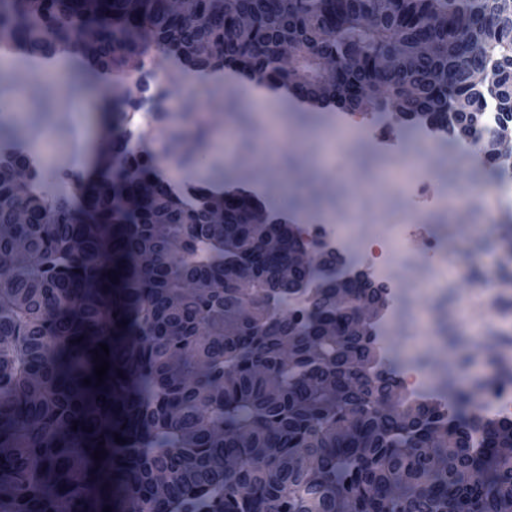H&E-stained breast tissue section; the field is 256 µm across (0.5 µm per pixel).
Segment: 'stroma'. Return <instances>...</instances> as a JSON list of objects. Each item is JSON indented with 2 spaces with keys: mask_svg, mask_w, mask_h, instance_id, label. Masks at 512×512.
<instances>
[{
  "mask_svg": "<svg viewBox=\"0 0 512 512\" xmlns=\"http://www.w3.org/2000/svg\"><path fill=\"white\" fill-rule=\"evenodd\" d=\"M233 106L220 110L200 101L187 112L190 89L166 100L167 112L155 126L157 137L178 133L182 145L162 155L155 171L182 189L202 184L220 194L226 184L245 189L257 184L278 199L291 224H341L356 239L400 240L412 225H433L441 241L429 252L418 240L398 252L393 266L394 316L386 332L400 359L418 352L439 389L448 362L463 357L476 368L495 359L512 366V333L490 315H512V212L500 214L493 236L474 229L491 206L486 181L474 177V155L440 144L413 143L384 150L363 134H346L345 142L327 150L325 134L336 124L332 112H297L286 101L271 103L282 134L257 116L241 89L220 87ZM64 112L43 116L29 140L42 143L52 170L70 169L73 136L82 133L87 153L83 174L101 160L108 112L114 95L101 83L79 87L75 70L66 71L48 89ZM423 175L429 197L413 209L408 184ZM493 267L497 282L477 294L473 284Z\"/></svg>",
  "mask_w": 512,
  "mask_h": 512,
  "instance_id": "1",
  "label": "stroma"
}]
</instances>
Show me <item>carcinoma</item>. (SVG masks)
<instances>
[{"mask_svg":"<svg viewBox=\"0 0 512 512\" xmlns=\"http://www.w3.org/2000/svg\"><path fill=\"white\" fill-rule=\"evenodd\" d=\"M0 36L23 49L14 66L76 57L90 82L113 68L141 78L175 56L313 107L320 84L297 71L334 55L346 63L344 110L405 138L417 122L448 128L477 70L512 76V15L498 0H193L182 14L168 0H0ZM199 40L210 56L190 54ZM424 43L435 52L419 53ZM286 44L296 57L282 56ZM391 51L410 68L380 69ZM164 98L118 99L112 161L74 186L77 206L64 189L44 192L24 153L0 150V252L13 258L0 275V512H512V419L477 415L484 385L450 375L448 402L415 397L376 336L348 335L353 313L334 285L356 301L381 289L316 256L293 278L329 287L282 315L288 225L253 223L246 194L200 188L188 200L151 177L159 152L131 147L123 130L132 109L161 119ZM477 122L446 141L477 145ZM266 235L280 248L265 249ZM241 273L255 286L236 287ZM327 323L341 335H322Z\"/></svg>","mask_w":512,"mask_h":512,"instance_id":"carcinoma-1","label":"carcinoma"}]
</instances>
